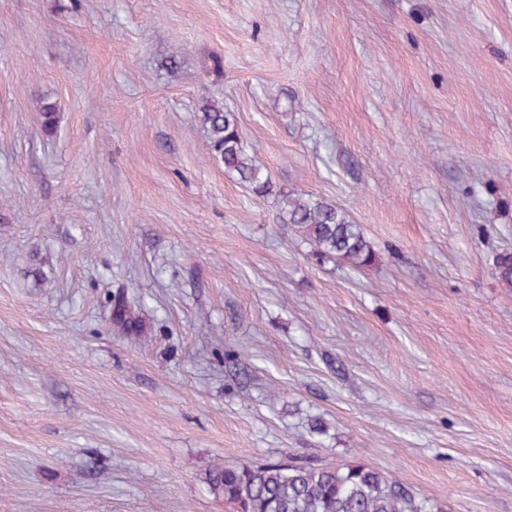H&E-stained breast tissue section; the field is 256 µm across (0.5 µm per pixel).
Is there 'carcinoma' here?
<instances>
[{
  "mask_svg": "<svg viewBox=\"0 0 512 512\" xmlns=\"http://www.w3.org/2000/svg\"><path fill=\"white\" fill-rule=\"evenodd\" d=\"M38 112L44 130L56 128V103L43 99ZM199 119L211 157L254 197H274L285 222L313 247L319 261L341 260L357 270L375 262L372 243L342 208L273 184L249 153L235 113L207 99ZM495 268L499 282L512 288V253L498 254ZM112 325L124 336L143 333L142 321L121 293L112 296ZM206 483L210 494L233 512H435L427 499L360 463L337 467L292 460L218 464L210 469Z\"/></svg>",
  "mask_w": 512,
  "mask_h": 512,
  "instance_id": "cac0c4a2",
  "label": "carcinoma"
}]
</instances>
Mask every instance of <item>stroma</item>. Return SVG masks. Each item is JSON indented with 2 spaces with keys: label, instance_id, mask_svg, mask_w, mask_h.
I'll list each match as a JSON object with an SVG mask.
<instances>
[{
  "label": "stroma",
  "instance_id": "35a3bbf8",
  "mask_svg": "<svg viewBox=\"0 0 512 512\" xmlns=\"http://www.w3.org/2000/svg\"><path fill=\"white\" fill-rule=\"evenodd\" d=\"M206 98L376 263L212 160ZM505 250L512 0H0V512H230L215 464L288 455L512 512ZM112 325L123 336H141L142 321L136 316L124 294L112 297Z\"/></svg>",
  "mask_w": 512,
  "mask_h": 512
}]
</instances>
